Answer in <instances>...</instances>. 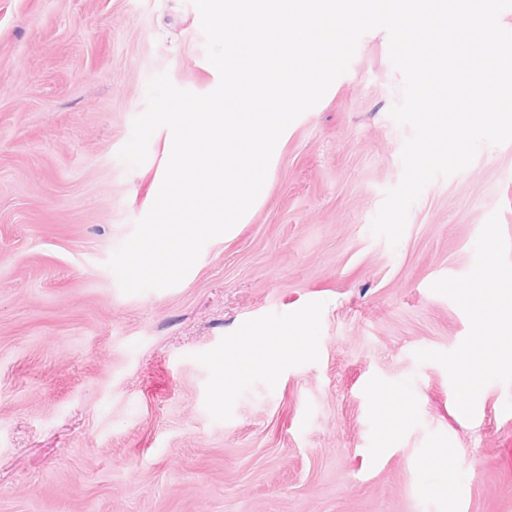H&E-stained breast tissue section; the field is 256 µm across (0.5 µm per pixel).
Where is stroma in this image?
<instances>
[{
    "mask_svg": "<svg viewBox=\"0 0 512 512\" xmlns=\"http://www.w3.org/2000/svg\"><path fill=\"white\" fill-rule=\"evenodd\" d=\"M161 73L219 84L191 0H0V512H512V348L456 408L473 338L512 336V286L474 279L512 264V142L428 184L397 247L374 237L412 130L370 31L248 223L128 295L108 261L171 147L118 152ZM265 336L300 347L222 390L220 359ZM384 399L410 416L386 441Z\"/></svg>",
    "mask_w": 512,
    "mask_h": 512,
    "instance_id": "obj_1",
    "label": "stroma"
}]
</instances>
